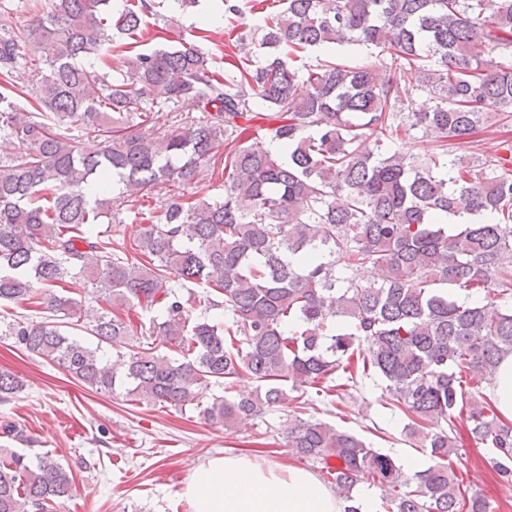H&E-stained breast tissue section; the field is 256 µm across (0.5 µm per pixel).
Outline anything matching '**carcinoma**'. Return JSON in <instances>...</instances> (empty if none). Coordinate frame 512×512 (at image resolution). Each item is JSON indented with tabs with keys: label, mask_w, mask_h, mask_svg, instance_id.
<instances>
[{
	"label": "carcinoma",
	"mask_w": 512,
	"mask_h": 512,
	"mask_svg": "<svg viewBox=\"0 0 512 512\" xmlns=\"http://www.w3.org/2000/svg\"><path fill=\"white\" fill-rule=\"evenodd\" d=\"M122 2L116 12L111 0H52L26 29L0 35V75L30 71L38 102L20 112L19 84L0 90V132L14 143L0 158V302L42 307L41 320L0 324V335L86 388L195 404L226 430L290 391L377 377L432 465L408 476L356 434L299 415L286 433L292 453L321 464L344 512H360L361 483L383 491L385 512H494L463 490L453 456L467 437L512 476V421L484 392L512 355V304L496 302L512 296V142L488 173L456 150L488 109L512 112V0H272L280 9L263 16L260 39H236L239 79L217 78L182 39L127 55L134 84L104 71L109 31L140 35L152 6ZM343 45L362 58L295 66L311 48ZM408 72L434 95L430 110L402 97ZM186 101L210 119L157 138L131 131ZM256 118L266 125L252 137ZM77 124L104 134L97 151L76 145ZM221 125L224 195L168 203L128 248L101 239L96 225L116 219L114 204L201 178ZM414 130L435 144L425 160L390 144ZM352 266L369 278H352ZM170 270L206 292L183 294ZM77 280L105 303L84 326L93 344L67 331L82 304L54 292ZM221 308L223 324L210 316ZM138 309L154 314L149 337L180 357L149 345L106 354L127 345ZM243 377L253 394L200 404L201 384L229 390ZM24 387L0 370L1 398ZM71 491L51 454L0 448V512H47Z\"/></svg>",
	"instance_id": "1"
}]
</instances>
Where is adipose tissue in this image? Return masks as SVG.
Segmentation results:
<instances>
[{
  "instance_id": "adipose-tissue-1",
  "label": "adipose tissue",
  "mask_w": 512,
  "mask_h": 512,
  "mask_svg": "<svg viewBox=\"0 0 512 512\" xmlns=\"http://www.w3.org/2000/svg\"><path fill=\"white\" fill-rule=\"evenodd\" d=\"M182 494L193 512H343L342 501L309 470L246 455L210 459Z\"/></svg>"
}]
</instances>
